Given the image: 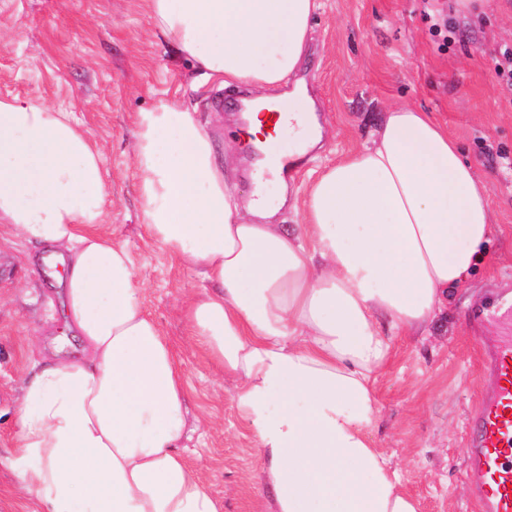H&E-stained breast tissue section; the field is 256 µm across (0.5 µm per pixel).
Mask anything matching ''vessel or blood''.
<instances>
[{"label": "vessel or blood", "instance_id": "1", "mask_svg": "<svg viewBox=\"0 0 512 512\" xmlns=\"http://www.w3.org/2000/svg\"><path fill=\"white\" fill-rule=\"evenodd\" d=\"M475 335L501 329L480 344L487 382L468 416L465 477L475 512H512V277L468 310Z\"/></svg>", "mask_w": 512, "mask_h": 512}]
</instances>
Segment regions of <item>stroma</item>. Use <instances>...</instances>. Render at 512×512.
Returning a JSON list of instances; mask_svg holds the SVG:
<instances>
[{"mask_svg":"<svg viewBox=\"0 0 512 512\" xmlns=\"http://www.w3.org/2000/svg\"><path fill=\"white\" fill-rule=\"evenodd\" d=\"M301 68L318 106L323 147L288 176L303 190L320 168L364 142L388 104L406 102L447 126L465 160L489 187L495 238L486 264L454 291L429 335L399 336L376 382L377 447L401 468L419 512H473L465 480L466 415L482 390L477 342L463 310L499 275L512 274V88L492 59L512 45V0H319ZM457 29L448 50L430 34L437 10ZM192 67L152 34L140 0H0V98H41L75 113L94 138L112 186L113 205L99 231L127 245L143 281L144 310L181 361L189 417L209 422L188 432L186 454L206 467L224 512H252L259 470L254 441L225 383L194 346L184 310L206 283L147 235L138 208L132 143L137 113L180 96L195 110L216 152L238 137L227 105L233 90L191 84ZM42 249L0 226V512H32L14 493L4 458L12 448L24 376L56 357L80 358L66 330L58 289Z\"/></svg>","mask_w":512,"mask_h":512,"instance_id":"stroma-1","label":"stroma"}]
</instances>
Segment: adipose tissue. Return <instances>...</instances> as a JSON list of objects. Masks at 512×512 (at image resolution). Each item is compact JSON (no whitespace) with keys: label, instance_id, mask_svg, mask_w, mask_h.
<instances>
[{"label":"adipose tissue","instance_id":"obj_1","mask_svg":"<svg viewBox=\"0 0 512 512\" xmlns=\"http://www.w3.org/2000/svg\"><path fill=\"white\" fill-rule=\"evenodd\" d=\"M154 33L200 77L250 89L241 137L281 178L264 113L290 110L295 155L321 138L299 72L317 0H143ZM133 159L150 237L208 283L185 311L233 384L261 464L252 512H419L377 448L375 382L397 336L427 335L494 234L486 183L447 128L390 105L369 139L322 167L272 223L238 198L183 99L138 113ZM111 188L72 113L0 100V224L57 250L60 314L85 356L22 383L7 458L38 512H223L191 462L180 361L142 308L129 249L102 235Z\"/></svg>","mask_w":512,"mask_h":512}]
</instances>
